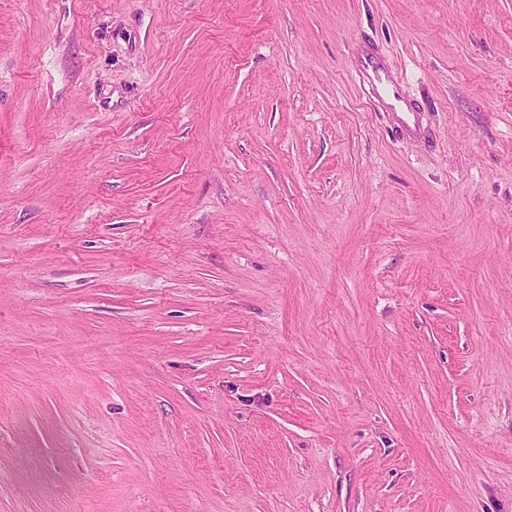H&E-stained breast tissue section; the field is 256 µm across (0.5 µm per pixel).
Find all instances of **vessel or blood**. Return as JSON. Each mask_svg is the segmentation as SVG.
I'll use <instances>...</instances> for the list:
<instances>
[{"label": "vessel or blood", "instance_id": "vessel-or-blood-1", "mask_svg": "<svg viewBox=\"0 0 512 512\" xmlns=\"http://www.w3.org/2000/svg\"><path fill=\"white\" fill-rule=\"evenodd\" d=\"M358 77L365 94L390 100L400 126L411 131L417 130L420 112L407 98L402 85L380 56L373 53L363 55L358 65Z\"/></svg>", "mask_w": 512, "mask_h": 512}]
</instances>
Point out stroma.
<instances>
[{
  "instance_id": "obj_1",
  "label": "stroma",
  "mask_w": 512,
  "mask_h": 512,
  "mask_svg": "<svg viewBox=\"0 0 512 512\" xmlns=\"http://www.w3.org/2000/svg\"><path fill=\"white\" fill-rule=\"evenodd\" d=\"M0 512H512V0H0ZM358 77L365 94L391 100V109L400 126L411 131L419 128L420 111L407 98L402 85L380 56L374 53L363 55L358 65Z\"/></svg>"
}]
</instances>
